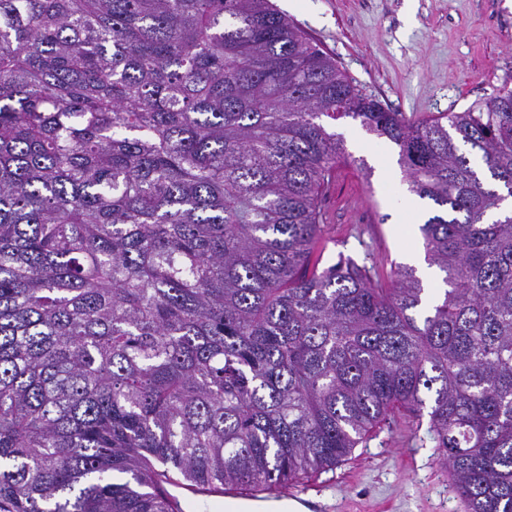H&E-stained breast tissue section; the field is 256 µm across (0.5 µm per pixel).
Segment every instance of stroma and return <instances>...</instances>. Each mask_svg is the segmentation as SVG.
<instances>
[{
  "instance_id": "stroma-1",
  "label": "stroma",
  "mask_w": 512,
  "mask_h": 512,
  "mask_svg": "<svg viewBox=\"0 0 512 512\" xmlns=\"http://www.w3.org/2000/svg\"><path fill=\"white\" fill-rule=\"evenodd\" d=\"M275 0L304 34L384 107L451 112L512 87V0ZM348 154L321 199L323 265L373 260L386 270L424 258L419 227L435 213L409 192L399 149L349 118L337 121ZM361 237H353L352 226ZM389 416L347 461L298 483L314 512H461L432 443Z\"/></svg>"
}]
</instances>
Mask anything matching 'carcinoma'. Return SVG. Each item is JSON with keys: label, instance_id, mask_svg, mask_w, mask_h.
<instances>
[{"label": "carcinoma", "instance_id": "cac0c4a2", "mask_svg": "<svg viewBox=\"0 0 512 512\" xmlns=\"http://www.w3.org/2000/svg\"><path fill=\"white\" fill-rule=\"evenodd\" d=\"M351 118L443 288L320 267ZM512 88L383 107L272 0H0V512H182L336 467L392 413L512 512Z\"/></svg>", "mask_w": 512, "mask_h": 512}]
</instances>
